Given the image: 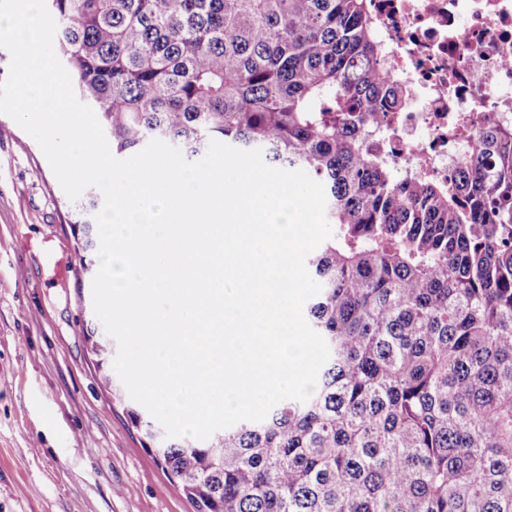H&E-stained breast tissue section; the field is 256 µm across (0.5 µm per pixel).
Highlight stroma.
Returning a JSON list of instances; mask_svg holds the SVG:
<instances>
[{
    "instance_id": "obj_1",
    "label": "stroma",
    "mask_w": 512,
    "mask_h": 512,
    "mask_svg": "<svg viewBox=\"0 0 512 512\" xmlns=\"http://www.w3.org/2000/svg\"><path fill=\"white\" fill-rule=\"evenodd\" d=\"M1 124L0 512H193L99 384L72 203L36 141Z\"/></svg>"
}]
</instances>
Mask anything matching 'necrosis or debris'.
<instances>
[{
	"mask_svg": "<svg viewBox=\"0 0 512 512\" xmlns=\"http://www.w3.org/2000/svg\"><path fill=\"white\" fill-rule=\"evenodd\" d=\"M385 62L413 94L376 144L395 166L447 180L472 150L458 125L512 129V0H373Z\"/></svg>",
	"mask_w": 512,
	"mask_h": 512,
	"instance_id": "1",
	"label": "necrosis or debris"
}]
</instances>
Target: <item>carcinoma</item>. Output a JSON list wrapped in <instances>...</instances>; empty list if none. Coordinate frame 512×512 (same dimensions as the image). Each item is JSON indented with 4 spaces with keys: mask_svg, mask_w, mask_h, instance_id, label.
Returning <instances> with one entry per match:
<instances>
[{
    "mask_svg": "<svg viewBox=\"0 0 512 512\" xmlns=\"http://www.w3.org/2000/svg\"><path fill=\"white\" fill-rule=\"evenodd\" d=\"M112 151L264 150L323 183L306 320L330 358L306 402L205 441L161 438L85 333L102 387L194 512H512V130L487 117L448 181L371 147L410 103L371 0H46ZM96 189L71 224L93 281Z\"/></svg>",
    "mask_w": 512,
    "mask_h": 512,
    "instance_id": "carcinoma-1",
    "label": "carcinoma"
}]
</instances>
